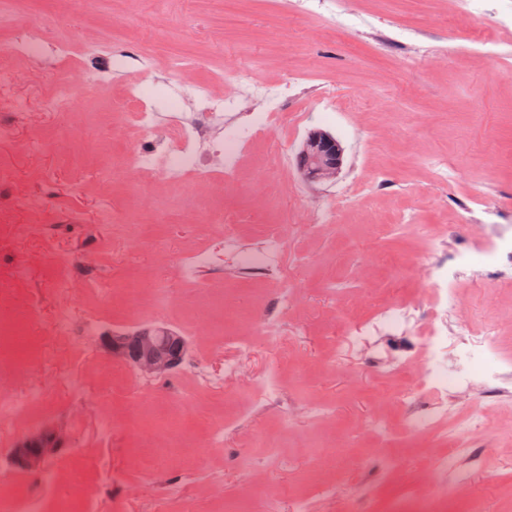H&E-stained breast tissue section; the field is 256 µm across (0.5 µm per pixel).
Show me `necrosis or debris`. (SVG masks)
Returning a JSON list of instances; mask_svg holds the SVG:
<instances>
[{"label":"necrosis or debris","instance_id":"necrosis-or-debris-1","mask_svg":"<svg viewBox=\"0 0 512 512\" xmlns=\"http://www.w3.org/2000/svg\"><path fill=\"white\" fill-rule=\"evenodd\" d=\"M55 54L65 65L67 76L44 100L47 111L64 114L72 109L76 100L91 88L97 87L98 78L81 82L75 75L87 71L90 64L117 61L118 55L111 41L58 39ZM290 83L277 86L248 83L242 88V97H217L211 84L185 81L169 83L164 111L155 112L146 104L147 88L139 77H131L120 102L132 121L143 134L142 141L129 147L123 155L122 166L130 172H148L172 184L190 183L208 185L214 175L230 181L236 176L237 151L240 143L266 127L270 111L287 97ZM261 102V110L243 111L242 99ZM224 223V249L240 256L244 270L253 269L273 273L274 295L278 302L287 303L292 283L283 274L286 239L280 225L269 224L264 229L265 243L255 255L242 254L239 224L247 216L242 212H226ZM481 262L486 269L496 272L505 264H512V239L492 238L472 234L470 242L457 249L447 261L435 263L427 269L431 285L430 312H437L445 296L451 293L463 270ZM56 291L70 295L76 288L91 294H107L112 290V257L101 251L93 256L58 253L52 260ZM413 311L412 300L381 306L366 324L344 323L339 329V341L353 342L358 337L376 330L400 331L407 327ZM102 330L99 313L66 305L58 309L48 324L50 336H93ZM473 339L460 349L461 362L456 367L446 366L441 354L448 344L443 329L436 328L421 337L419 355L424 364L422 371L406 377L399 393L407 408L402 415L405 428L415 430L426 438L447 440L449 451L441 463L453 476L454 484L468 480V473L460 463L457 450L463 447V429L480 427L484 417L492 415L499 396L512 390V355L503 351L497 328L484 325L473 330ZM479 386L485 393L481 412L477 415L457 417V430H449L446 410L426 411L417 403L423 393L437 397L448 392Z\"/></svg>","mask_w":512,"mask_h":512}]
</instances>
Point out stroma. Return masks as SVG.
Instances as JSON below:
<instances>
[{
	"mask_svg": "<svg viewBox=\"0 0 512 512\" xmlns=\"http://www.w3.org/2000/svg\"><path fill=\"white\" fill-rule=\"evenodd\" d=\"M17 10L42 22L49 45L61 37L111 39L140 62L141 76L159 96L178 59L193 61L192 81L225 73L226 81L213 86L222 96L244 82L295 79L277 110L306 119L245 143L234 182L185 186L178 208L161 222L158 208L173 189L152 175L128 173L118 157L139 137L111 104L128 72L107 69V89L85 94L69 117L45 111L43 98L64 69L51 48L37 63L10 55L16 34L0 25V72L15 76L0 93V111L22 108L13 138L0 140V268L24 257L38 272L36 281L7 284L0 298V323L11 331L0 339V379L15 394L37 381L45 388L29 414L0 424V495L16 498L39 486L40 476L11 468L9 452L50 423L66 429L70 445L48 465L56 479L44 512H57L61 501L78 507L88 500L98 512H109L114 501L124 512H255L266 498L278 512L297 498L309 500L312 512H388L407 497L410 483L431 495L449 486L441 446L397 419L392 366L411 357L412 333L353 347L338 346L336 336L339 323L367 320L380 303L405 292L426 295L428 264L458 249L466 234L455 222L457 209L472 208L489 233L512 226V32L501 33L494 58L483 55L478 41L499 33L497 20L512 18V0H486L464 30L454 22L457 0H345V16L335 18L322 8L299 11L291 0H0V16L12 18ZM404 28L417 32L423 48L409 61L398 41ZM65 125L78 136L46 146L45 137ZM316 128L345 147L336 182L311 184L296 167L283 170L271 161L273 145L296 155ZM425 155L447 162V183L421 164ZM27 189L46 200L40 216L27 210ZM105 202L115 223L100 220ZM204 205L246 212L239 233L249 243L263 225H287L285 272L294 285L288 308L271 298L264 276L241 273L225 255L219 225L186 218ZM327 205L334 208L333 228L311 225L310 211ZM36 222L54 225L51 241L9 231ZM378 224L388 225L386 236L374 234ZM120 236L131 260L113 267L110 299L57 295L49 269L54 252ZM157 239L174 254L202 243L213 251V266L198 275L200 287L170 277L153 246ZM391 253L404 259L397 277L383 269ZM137 276L167 280L166 310L123 302L122 283ZM330 279L342 296L327 292ZM67 301L102 311L111 328L169 325L188 337L190 356L165 379L106 368L93 337L45 335L49 318ZM261 308L286 329L279 345L254 337L235 375L219 388L195 389L196 366L222 369L235 352L241 320ZM464 314L496 321L512 354V287L474 273L449 295L434 324L456 332ZM263 375L278 382L282 407H253V387ZM317 403L331 404L334 416L312 419L307 409ZM382 415L393 421L394 446L377 439ZM104 417L112 420V436L103 447L97 426ZM218 428L220 445L211 441ZM487 430L486 448L464 451L472 462L466 498L481 512H512V396ZM166 483L178 484L181 497L165 498ZM324 483L333 495L320 494Z\"/></svg>",
	"mask_w": 512,
	"mask_h": 512,
	"instance_id": "1",
	"label": "stroma"
}]
</instances>
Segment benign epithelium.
Segmentation results:
<instances>
[{
    "mask_svg": "<svg viewBox=\"0 0 512 512\" xmlns=\"http://www.w3.org/2000/svg\"><path fill=\"white\" fill-rule=\"evenodd\" d=\"M341 143L323 130L309 133L298 154V165L307 179L330 182L343 166ZM97 347L112 362L132 368L147 379H161L184 362L189 343L176 330L160 324L126 330H106L96 337ZM68 445V435L48 424L18 439L11 449L10 465L17 473L42 472Z\"/></svg>",
    "mask_w": 512,
    "mask_h": 512,
    "instance_id": "obj_1",
    "label": "benign epithelium"
}]
</instances>
